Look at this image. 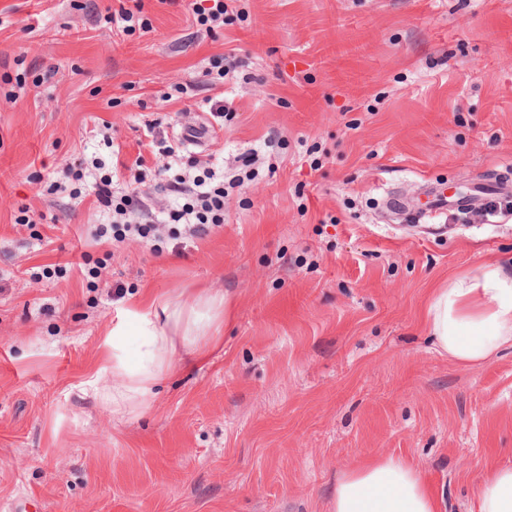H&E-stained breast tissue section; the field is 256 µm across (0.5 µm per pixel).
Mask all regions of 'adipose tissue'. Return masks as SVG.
<instances>
[{"instance_id": "obj_1", "label": "adipose tissue", "mask_w": 512, "mask_h": 512, "mask_svg": "<svg viewBox=\"0 0 512 512\" xmlns=\"http://www.w3.org/2000/svg\"><path fill=\"white\" fill-rule=\"evenodd\" d=\"M149 306L147 314L126 310L104 342L101 371L115 380L95 395L117 416L148 409L176 361L206 363L232 311L219 288L182 300L156 297ZM426 321L434 348L461 366L512 346V268L486 262L453 277L431 294ZM331 512H440V500L415 466L379 456L342 474ZM470 512H512V466L479 480Z\"/></svg>"}]
</instances>
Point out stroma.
Wrapping results in <instances>:
<instances>
[{"instance_id":"obj_1","label":"stroma","mask_w":512,"mask_h":512,"mask_svg":"<svg viewBox=\"0 0 512 512\" xmlns=\"http://www.w3.org/2000/svg\"><path fill=\"white\" fill-rule=\"evenodd\" d=\"M188 2L143 0L148 26L122 33L105 16L134 0H0V512H330L337 477L379 455L468 512L512 464V348L456 365L426 306L512 263V215L422 211L460 182L512 197V0H224L212 33ZM218 94L206 144L173 165L141 150ZM250 151L207 236L94 239L113 156L172 181ZM202 288L235 303L221 349L113 415L90 381L117 316Z\"/></svg>"}]
</instances>
